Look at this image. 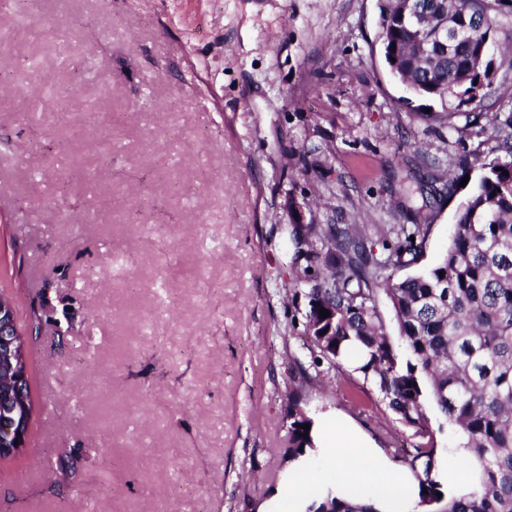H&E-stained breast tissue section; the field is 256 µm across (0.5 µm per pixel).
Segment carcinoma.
Wrapping results in <instances>:
<instances>
[{"label":"carcinoma","mask_w":512,"mask_h":512,"mask_svg":"<svg viewBox=\"0 0 512 512\" xmlns=\"http://www.w3.org/2000/svg\"><path fill=\"white\" fill-rule=\"evenodd\" d=\"M429 15H448L444 50L420 34L396 0L381 9L379 40L385 57L417 89V95L447 105L450 119L467 107L466 117L484 120L502 137L508 158L492 164L461 204L445 254L425 270L394 277V271L419 261L428 215L451 184L414 171L404 176L402 192L410 203L412 223L310 225L298 253L305 259L308 286L303 345L313 363H330L352 347L362 353L358 370L371 381L395 420L419 439L411 462L424 460L418 475L419 503L432 512H512V113L499 120L501 107L484 104L491 81L483 61L494 49L498 15L512 13V0H419ZM396 238V244L386 242ZM383 251H376L378 242ZM444 275H439V272ZM391 303L399 337L408 351L403 361L385 332L376 305L378 293ZM330 316L321 318L320 310ZM322 336L307 339L310 325ZM40 331L34 318L20 328L6 363L26 372L29 336ZM435 405L462 440L474 463L467 489L442 496L432 477L437 448L428 427L427 405ZM31 394L20 399L0 381V440L30 425ZM301 415L288 431V455L302 458L313 447ZM361 500L327 489L306 512H374Z\"/></svg>","instance_id":"carcinoma-1"}]
</instances>
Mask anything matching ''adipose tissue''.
I'll use <instances>...</instances> for the list:
<instances>
[{
	"instance_id": "obj_1",
	"label": "adipose tissue",
	"mask_w": 512,
	"mask_h": 512,
	"mask_svg": "<svg viewBox=\"0 0 512 512\" xmlns=\"http://www.w3.org/2000/svg\"><path fill=\"white\" fill-rule=\"evenodd\" d=\"M315 444H332V455L339 467V487L342 494L365 492L376 508H396L407 500L413 488L403 477L394 474L385 459L367 441L352 431L329 437L320 431Z\"/></svg>"
}]
</instances>
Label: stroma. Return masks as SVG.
Wrapping results in <instances>:
<instances>
[{"instance_id": "35a3bbf8", "label": "stroma", "mask_w": 512, "mask_h": 512, "mask_svg": "<svg viewBox=\"0 0 512 512\" xmlns=\"http://www.w3.org/2000/svg\"><path fill=\"white\" fill-rule=\"evenodd\" d=\"M379 0H0V290L36 414L0 512H261L291 400L398 472L356 363L313 364L297 224H407L406 164L454 180L418 269L503 159L391 75ZM17 331V314L14 305L11 302L3 301L0 304V343L3 346L7 344L9 353L11 346L14 344V336ZM40 331V322L37 317L32 319L30 323L25 326H20V333L16 336V342L13 347L11 356L3 355L6 358V363L11 365L15 371L23 372L26 375L25 359L27 358V347L29 336ZM1 346V347H2Z\"/></svg>"}]
</instances>
